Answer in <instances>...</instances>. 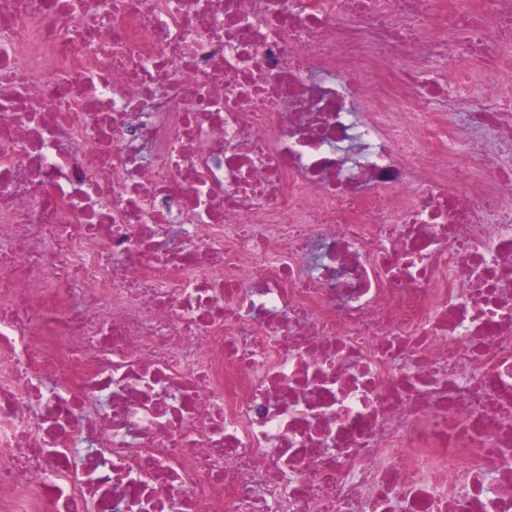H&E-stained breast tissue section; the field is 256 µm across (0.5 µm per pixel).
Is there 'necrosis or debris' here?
<instances>
[{
	"label": "necrosis or debris",
	"mask_w": 512,
	"mask_h": 512,
	"mask_svg": "<svg viewBox=\"0 0 512 512\" xmlns=\"http://www.w3.org/2000/svg\"><path fill=\"white\" fill-rule=\"evenodd\" d=\"M505 73L512 0H0V512H512Z\"/></svg>",
	"instance_id": "necrosis-or-debris-1"
}]
</instances>
